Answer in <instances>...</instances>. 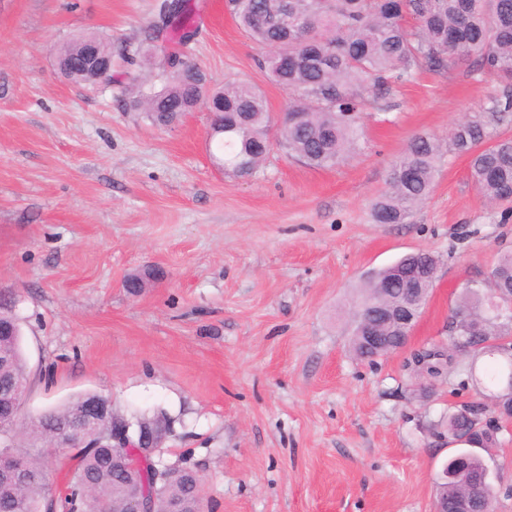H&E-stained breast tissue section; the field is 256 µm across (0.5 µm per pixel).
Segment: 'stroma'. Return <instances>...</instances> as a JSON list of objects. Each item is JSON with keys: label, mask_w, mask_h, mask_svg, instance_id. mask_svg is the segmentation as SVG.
Returning <instances> with one entry per match:
<instances>
[{"label": "stroma", "mask_w": 512, "mask_h": 512, "mask_svg": "<svg viewBox=\"0 0 512 512\" xmlns=\"http://www.w3.org/2000/svg\"><path fill=\"white\" fill-rule=\"evenodd\" d=\"M162 2L0 0V292L21 327L23 420L86 394L167 413L158 455L196 472L205 512H434L453 453L435 425L485 396L453 380L428 390L407 363L448 345L464 289L512 247V201H486L468 157L449 154L406 223H375L371 204L412 137L447 139L502 83L468 61L416 68L364 110L358 155L316 169L277 147L240 177L219 168L206 108L157 126L129 106L138 84L162 86L178 30L151 63L113 59L108 86L56 68L80 36L142 37ZM187 5L208 88L249 81L281 116L288 95L224 0ZM418 249L440 264L407 346L356 359V288ZM497 439L494 508L512 512V427Z\"/></svg>", "instance_id": "35a3bbf8"}]
</instances>
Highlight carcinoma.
Masks as SVG:
<instances>
[{"label": "carcinoma", "instance_id": "cac0c4a2", "mask_svg": "<svg viewBox=\"0 0 512 512\" xmlns=\"http://www.w3.org/2000/svg\"><path fill=\"white\" fill-rule=\"evenodd\" d=\"M227 10L238 25L268 49L260 62L269 80L288 92L289 106L283 120H274L264 93L247 81H231L208 91L205 77L190 64L185 73L163 71L160 89L139 87L130 106L145 113L153 124L167 126L185 112L204 106L213 114L217 150L224 168L251 175L278 145L316 168H331L359 150L356 133L365 102L376 103L386 87L409 77L414 67L445 70L468 57L482 71L512 81V0H328L318 9L311 0H227ZM179 24V43L193 34V22L183 0H164L158 19L144 31V40L112 46L95 35L82 36L62 46L57 67L76 84L112 83L103 75L75 63L93 50L106 61L114 56L127 63L152 58L148 44L173 24ZM512 122V90L493 100L492 111L473 115L458 124L450 137L439 140L415 136L391 168L389 190L373 204L379 224H402L412 209L429 195L443 150L471 158L472 177L478 192L489 201L512 198V137L498 129ZM407 265L437 270L432 254L409 253L399 259ZM388 279L382 268L371 273L360 288L356 310L369 311L384 304L398 309L408 303L421 314L428 292H410L394 283L385 296L378 288ZM512 334V249L500 251L483 289L468 288L460 297L449 323V342L469 338V348L487 358L482 376L475 363L450 355L433 361L426 378L444 383L461 377L460 385H482L493 398L508 396L512 380V351L491 340ZM354 355L371 364L390 350L366 348L358 330L352 331ZM0 381L26 380L21 337L0 338ZM84 398L28 423L25 464L33 478L13 494L0 490V512H41L47 501L59 512H124L127 489L140 485V474H128L112 465L110 448H76L72 476L60 491L38 476L42 465L38 446L48 432L43 421L76 415ZM485 414L464 404L448 407L441 425L450 438L467 436L477 444H497V437L480 427ZM452 478L437 485V502L454 512L458 500L474 491V507L493 512L494 492L478 485L484 461L461 449L446 462ZM199 484L191 469H177L154 489L155 512H166L174 500L195 512Z\"/></svg>", "mask_w": 512, "mask_h": 512}]
</instances>
